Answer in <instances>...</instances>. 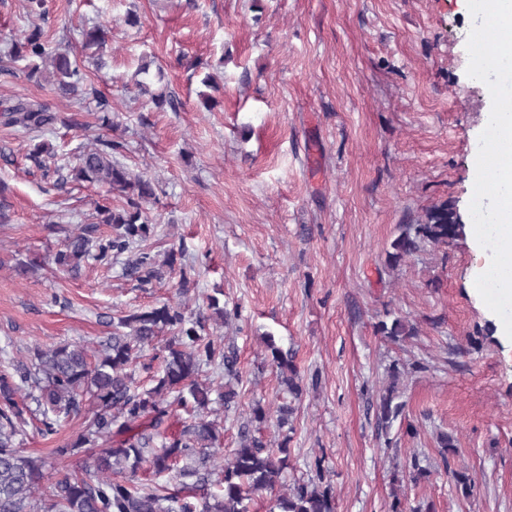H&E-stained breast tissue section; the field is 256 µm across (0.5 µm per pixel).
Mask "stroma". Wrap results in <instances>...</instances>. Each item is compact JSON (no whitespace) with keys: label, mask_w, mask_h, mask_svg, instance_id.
I'll use <instances>...</instances> for the list:
<instances>
[{"label":"stroma","mask_w":512,"mask_h":512,"mask_svg":"<svg viewBox=\"0 0 512 512\" xmlns=\"http://www.w3.org/2000/svg\"><path fill=\"white\" fill-rule=\"evenodd\" d=\"M50 44L78 43L107 24V65L91 78L112 103L120 163L157 184L151 249L184 252L195 280L188 303L241 306L242 319L217 327L238 354L241 406L224 420L225 458L255 400L275 405L280 387L265 359V335L293 349L308 389L293 419L291 458L281 484L308 481L323 458L336 512H389L432 503L435 512H512V339L476 293L470 233L429 245L397 269L386 251L403 224L448 203L462 224L479 136L492 106L470 78L473 19L460 0H47ZM139 22L127 24L128 11ZM161 67L174 105L157 110L131 77ZM22 64L0 71V108L39 100L80 128L55 125L25 135L0 125V182L9 223L0 224V370L34 347L96 345L114 318L177 301L176 279L146 286L121 261L14 275L16 262L59 247L49 225L87 223L99 186L58 189L27 157L44 143L57 163L98 135L96 103L29 83ZM410 320L417 336L393 343L379 321ZM401 378L402 417L378 430L373 402L392 362ZM79 419L43 438L27 426L23 446L48 471L78 458L56 449ZM418 429L406 432L407 425ZM458 451L441 458L435 435ZM429 480L394 487L412 461ZM474 480L462 497L453 477Z\"/></svg>","instance_id":"35a3bbf8"}]
</instances>
